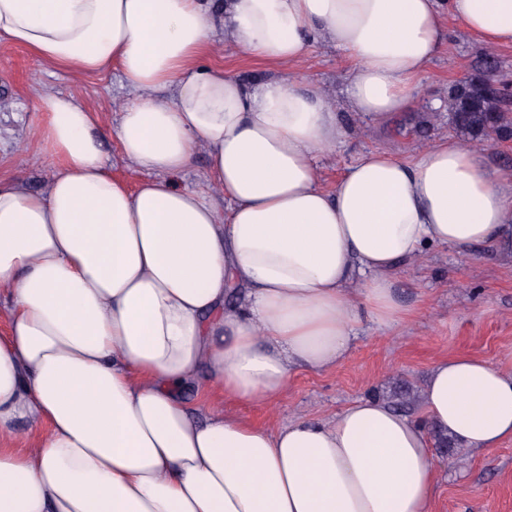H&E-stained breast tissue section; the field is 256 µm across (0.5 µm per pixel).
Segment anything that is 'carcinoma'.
I'll list each match as a JSON object with an SVG mask.
<instances>
[{
    "mask_svg": "<svg viewBox=\"0 0 512 512\" xmlns=\"http://www.w3.org/2000/svg\"><path fill=\"white\" fill-rule=\"evenodd\" d=\"M447 108L454 128L467 136H483L501 124L499 97L489 93L483 81L454 86Z\"/></svg>",
    "mask_w": 512,
    "mask_h": 512,
    "instance_id": "cac0c4a2",
    "label": "carcinoma"
}]
</instances>
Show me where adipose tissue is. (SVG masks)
Masks as SVG:
<instances>
[{
	"mask_svg": "<svg viewBox=\"0 0 512 512\" xmlns=\"http://www.w3.org/2000/svg\"><path fill=\"white\" fill-rule=\"evenodd\" d=\"M450 18L512 45V0H0V38L74 74L118 67L131 93L108 129L40 90L56 169L0 182V512H430L435 434L512 440V370L469 356L435 362L415 414L364 398L269 429L186 398L274 401L345 360L363 321L409 318L399 265L512 229V172L450 137L412 163L364 152L324 189L335 107L201 65L213 37L279 68L342 51L352 111L384 123ZM111 136L137 187L112 176ZM199 149L203 190L178 182ZM21 421L46 432L19 451Z\"/></svg>",
	"mask_w": 512,
	"mask_h": 512,
	"instance_id": "obj_1",
	"label": "adipose tissue"
}]
</instances>
